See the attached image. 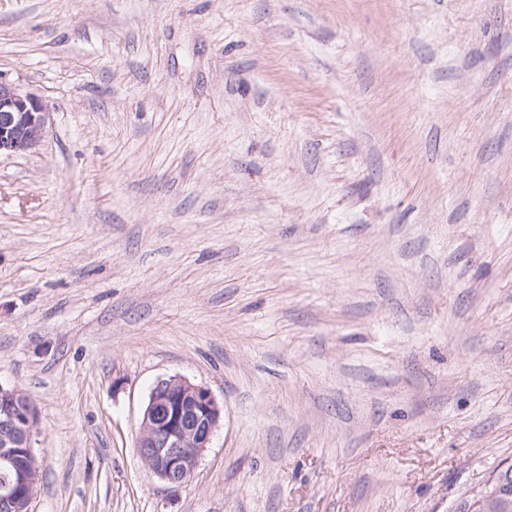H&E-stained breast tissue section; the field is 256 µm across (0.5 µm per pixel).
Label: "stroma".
Here are the masks:
<instances>
[{"label": "stroma", "mask_w": 512, "mask_h": 512, "mask_svg": "<svg viewBox=\"0 0 512 512\" xmlns=\"http://www.w3.org/2000/svg\"><path fill=\"white\" fill-rule=\"evenodd\" d=\"M0 385L32 512H462L512 464V0H0ZM224 407L178 491L158 379ZM49 116L42 99L0 78V156L35 148ZM29 398L17 388L0 385V469L11 473L13 483L0 495V512H30L35 496L37 469L18 467V460L27 455L35 460V437L39 433L38 413L30 411ZM0 470V491L5 476ZM24 487L23 493L15 486Z\"/></svg>", "instance_id": "35a3bbf8"}]
</instances>
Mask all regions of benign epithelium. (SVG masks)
<instances>
[{"label":"benign epithelium","mask_w":512,"mask_h":512,"mask_svg":"<svg viewBox=\"0 0 512 512\" xmlns=\"http://www.w3.org/2000/svg\"><path fill=\"white\" fill-rule=\"evenodd\" d=\"M50 112L38 96L0 78V154H17L41 141ZM17 388L0 384V469L14 477L0 494V512H30L37 469L18 467V460H35L38 414ZM223 413L214 394L180 376L160 379L143 411L137 451L150 474L176 491L193 477L209 448Z\"/></svg>","instance_id":"obj_1"}]
</instances>
